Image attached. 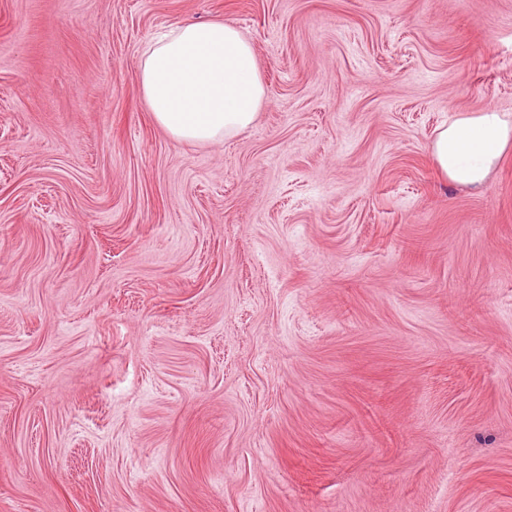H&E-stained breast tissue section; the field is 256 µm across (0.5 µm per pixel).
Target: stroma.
Here are the masks:
<instances>
[{"mask_svg":"<svg viewBox=\"0 0 512 512\" xmlns=\"http://www.w3.org/2000/svg\"><path fill=\"white\" fill-rule=\"evenodd\" d=\"M237 27L268 103L172 140L137 85ZM512 0H0V512H512ZM512 147V121L488 108L465 113L438 129L432 157L439 174L461 186L478 187Z\"/></svg>","mask_w":512,"mask_h":512,"instance_id":"1","label":"stroma"}]
</instances>
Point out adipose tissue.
Wrapping results in <instances>:
<instances>
[{"mask_svg":"<svg viewBox=\"0 0 512 512\" xmlns=\"http://www.w3.org/2000/svg\"><path fill=\"white\" fill-rule=\"evenodd\" d=\"M137 79L155 123L180 142L208 145L238 136L267 102L252 43L219 20L180 22L150 40ZM511 149L512 119L488 108L441 126L432 157L443 178L477 187Z\"/></svg>","mask_w":512,"mask_h":512,"instance_id":"ef3b65f1","label":"adipose tissue"}]
</instances>
